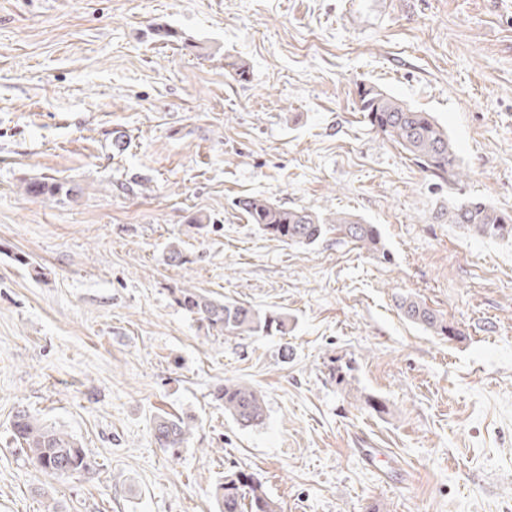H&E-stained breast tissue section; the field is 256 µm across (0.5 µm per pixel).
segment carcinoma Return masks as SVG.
<instances>
[{
    "mask_svg": "<svg viewBox=\"0 0 512 512\" xmlns=\"http://www.w3.org/2000/svg\"><path fill=\"white\" fill-rule=\"evenodd\" d=\"M224 69L237 81H246L250 66L239 58L227 57ZM357 110L378 133L398 145L422 171L442 181L457 179L454 146L448 133L426 112L408 106L375 85L357 87ZM23 193L33 198H70L75 188L53 178L22 182ZM248 222L267 237L299 246H311L329 233L348 238L377 259H387V250L377 225L346 213L322 214L308 209H285L263 197L237 201ZM448 223L469 234L488 238L511 239L512 216L483 201H469L448 210ZM175 302L197 316L207 328L227 336H286L291 320L285 313L261 310L248 302L209 298L194 288H176ZM404 317L437 335L456 337L461 331L448 323L425 303L409 296L400 298ZM216 399L224 405V414L238 425L251 427L263 423L265 402L254 387L233 381L224 382ZM13 437L34 465H53L59 475L87 473L94 462L70 434L40 421L22 410L11 424ZM191 427L183 418L161 415L153 429L154 442L160 448L177 453L184 447ZM215 512H279L261 483L243 471L232 472L216 482L213 491Z\"/></svg>",
    "mask_w": 512,
    "mask_h": 512,
    "instance_id": "1",
    "label": "carcinoma"
}]
</instances>
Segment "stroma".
I'll use <instances>...</instances> for the list:
<instances>
[{
	"label": "stroma",
	"mask_w": 512,
	"mask_h": 512,
	"mask_svg": "<svg viewBox=\"0 0 512 512\" xmlns=\"http://www.w3.org/2000/svg\"><path fill=\"white\" fill-rule=\"evenodd\" d=\"M361 83L431 113L460 178L373 130ZM40 177L76 193L25 196ZM251 196L355 214L389 258L268 239L236 206ZM471 199L512 215V0H0V512H214L238 470L281 512H512V239L450 224ZM180 287L293 330L216 333ZM402 295L460 336L404 319ZM228 380L262 391L263 424L225 417ZM21 410L94 470L33 466ZM165 413L192 425L175 454L153 441ZM358 452L383 479L392 481L398 478L399 475L386 463L385 455L380 448H361Z\"/></svg>",
	"instance_id": "obj_1"
}]
</instances>
